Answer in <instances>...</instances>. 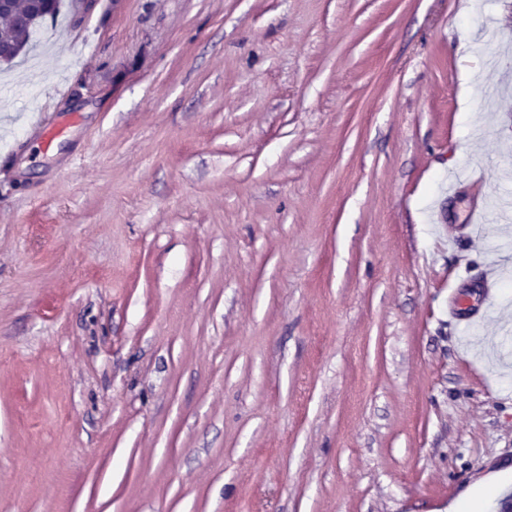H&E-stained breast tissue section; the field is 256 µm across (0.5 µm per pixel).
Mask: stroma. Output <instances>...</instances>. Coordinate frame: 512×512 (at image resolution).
Wrapping results in <instances>:
<instances>
[{"label":"stroma","mask_w":512,"mask_h":512,"mask_svg":"<svg viewBox=\"0 0 512 512\" xmlns=\"http://www.w3.org/2000/svg\"><path fill=\"white\" fill-rule=\"evenodd\" d=\"M34 42L0 512H442L512 471V0H63ZM505 479V475L501 473H492L486 476L478 486L470 487L464 491L457 499L448 505V512H467L470 510L471 503L475 500V496L482 488L490 485L500 486Z\"/></svg>","instance_id":"stroma-1"}]
</instances>
